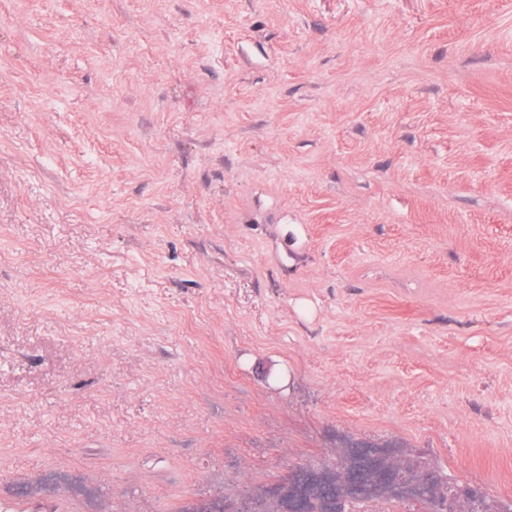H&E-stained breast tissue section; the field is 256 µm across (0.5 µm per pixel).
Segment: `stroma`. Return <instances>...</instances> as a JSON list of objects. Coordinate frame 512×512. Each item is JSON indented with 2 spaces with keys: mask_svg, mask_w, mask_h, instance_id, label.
I'll return each mask as SVG.
<instances>
[{
  "mask_svg": "<svg viewBox=\"0 0 512 512\" xmlns=\"http://www.w3.org/2000/svg\"><path fill=\"white\" fill-rule=\"evenodd\" d=\"M347 445L512 512V0H0V512Z\"/></svg>",
  "mask_w": 512,
  "mask_h": 512,
  "instance_id": "35a3bbf8",
  "label": "stroma"
}]
</instances>
